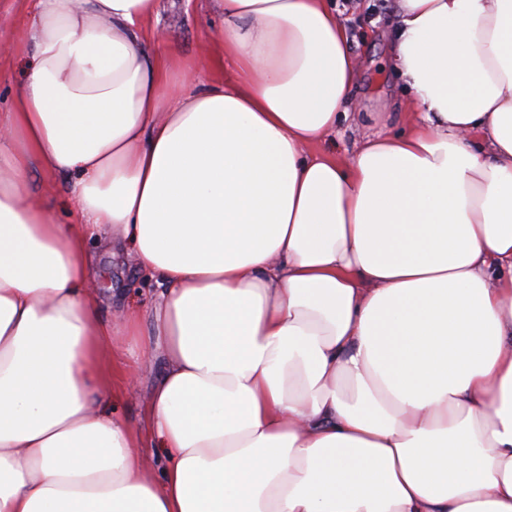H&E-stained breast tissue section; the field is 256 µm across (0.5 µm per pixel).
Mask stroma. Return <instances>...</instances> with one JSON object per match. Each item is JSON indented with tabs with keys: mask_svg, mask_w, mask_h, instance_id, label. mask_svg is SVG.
<instances>
[{
	"mask_svg": "<svg viewBox=\"0 0 512 512\" xmlns=\"http://www.w3.org/2000/svg\"><path fill=\"white\" fill-rule=\"evenodd\" d=\"M37 0H0V99H5L23 81L31 60L25 30L36 13ZM338 20L350 35V48L360 62L353 96L361 117L340 123L331 140L339 158L350 157L369 135L395 132L401 127L396 113L411 109V96L390 64L389 32L396 23L395 0H332ZM222 23L212 0H161L158 15L148 25L150 48L173 49L179 63L195 65L203 81L223 79L224 70L213 65L216 54L211 34ZM76 174L61 172L41 176L35 183L34 204L49 205L51 216L62 224L72 223L77 200L73 194ZM94 262L93 286L106 301L103 317L115 312L117 303L149 304L154 284L140 274L124 248L108 246L89 238ZM113 363L123 371H135L138 382L125 387L116 381L113 399L104 404L105 413L131 427L147 431L149 380L162 369L160 360L141 357L130 350L124 337L112 340Z\"/></svg>",
	"mask_w": 512,
	"mask_h": 512,
	"instance_id": "35a3bbf8",
	"label": "stroma"
}]
</instances>
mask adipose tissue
<instances>
[{"label": "adipose tissue", "instance_id": "1", "mask_svg": "<svg viewBox=\"0 0 512 512\" xmlns=\"http://www.w3.org/2000/svg\"><path fill=\"white\" fill-rule=\"evenodd\" d=\"M231 70L147 49L158 0H37L0 111V512H512V0H396L398 133L349 160L329 0H218ZM323 151H314V144ZM75 172L74 223L31 206ZM152 303L100 319L87 232ZM158 357L154 475L113 337Z\"/></svg>", "mask_w": 512, "mask_h": 512}]
</instances>
